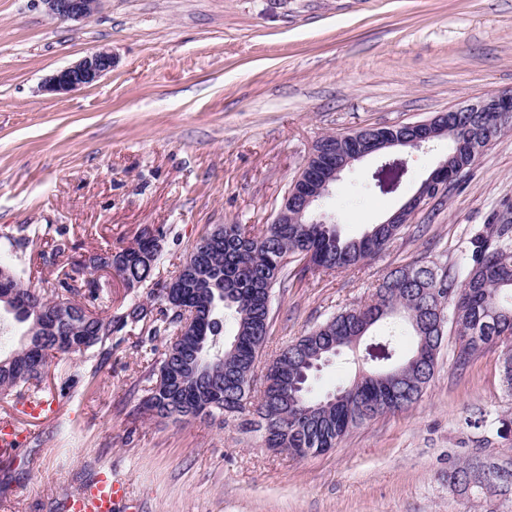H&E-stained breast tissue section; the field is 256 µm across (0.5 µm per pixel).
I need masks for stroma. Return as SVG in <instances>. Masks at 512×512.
I'll use <instances>...</instances> for the list:
<instances>
[{
	"instance_id": "obj_1",
	"label": "stroma",
	"mask_w": 512,
	"mask_h": 512,
	"mask_svg": "<svg viewBox=\"0 0 512 512\" xmlns=\"http://www.w3.org/2000/svg\"><path fill=\"white\" fill-rule=\"evenodd\" d=\"M102 49L114 66L96 85L44 91L46 77ZM504 90L512 0H104L86 22L0 0V263L49 286L68 263L161 227L158 278L170 279L173 258L211 225L265 229L323 135L421 121ZM447 148L346 169L331 200L341 235L405 204ZM506 200L512 131L360 268L274 287L263 358L367 301L393 268L452 265ZM28 226L41 239L25 241ZM136 341L124 331L107 359L54 358L39 408L21 387L0 398V424L21 436L16 455H0V512H63L68 493L108 469L128 484L127 512H512L448 487L466 458L512 459L502 345L461 366L445 336L418 402L298 458L265 448L241 414L139 411L149 383Z\"/></svg>"
}]
</instances>
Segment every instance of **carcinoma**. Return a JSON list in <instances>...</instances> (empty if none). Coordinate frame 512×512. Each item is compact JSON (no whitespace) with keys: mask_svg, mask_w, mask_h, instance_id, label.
I'll list each match as a JSON object with an SVG mask.
<instances>
[{"mask_svg":"<svg viewBox=\"0 0 512 512\" xmlns=\"http://www.w3.org/2000/svg\"><path fill=\"white\" fill-rule=\"evenodd\" d=\"M448 121L457 139H448V157L465 169L475 162L477 149L502 128L495 112H451ZM512 204L503 203L488 224L475 233L459 262L437 269L412 264L391 271L371 299L344 308L306 336L287 344L262 380L246 421L261 433L267 448L298 449L321 454L336 447L351 429L382 414L415 403L434 375L446 324L459 336H471L466 355L486 345L512 338ZM400 224H375L359 239H346L334 224H270L257 234L239 224H215L181 261L175 280L185 284L182 296L166 299L174 280L154 282L152 304L133 302L123 318L112 324L104 315L108 296L99 288L78 285L79 266L61 270L54 295L27 288L11 267L0 265V308L12 316L19 345L0 354V394L16 387H37L58 356H84L95 349L112 351V333L130 326L139 330L141 348L153 355L148 366L150 386L140 404L142 412L162 420L241 413L250 403L254 369L269 336L271 294L288 281V264L296 275L310 269L344 271L380 253L400 232ZM163 231L146 232L136 246L99 256L132 288L152 280L162 252L155 242ZM451 308V317L437 325L429 308L434 297ZM400 316L415 349L395 365L400 375L382 379L369 369L353 382L352 394L332 402L336 394L317 395L311 381L318 367L345 350L359 336ZM165 341L161 357L155 342ZM482 458L474 457L448 470L461 485V495H506L512 481L486 488L470 485Z\"/></svg>","mask_w":512,"mask_h":512,"instance_id":"1","label":"carcinoma"}]
</instances>
